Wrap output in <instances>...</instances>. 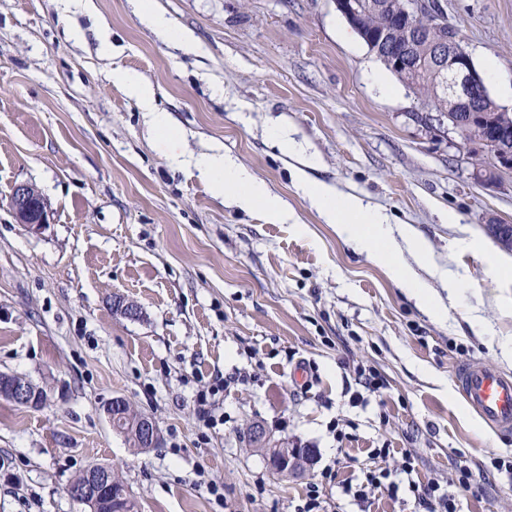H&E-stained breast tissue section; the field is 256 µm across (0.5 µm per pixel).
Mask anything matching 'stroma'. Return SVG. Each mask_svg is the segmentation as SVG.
<instances>
[{"label": "stroma", "instance_id": "stroma-1", "mask_svg": "<svg viewBox=\"0 0 512 512\" xmlns=\"http://www.w3.org/2000/svg\"><path fill=\"white\" fill-rule=\"evenodd\" d=\"M111 55L91 22L69 40L61 0H0V371L44 387L33 410L0 401V512H85L66 487L105 463L139 512H296L322 470L332 512H415L411 483L454 493L458 512H512V437L484 426L454 374L479 363L512 376L496 349L512 312L473 238L512 224V169L492 185L472 171L487 149L417 119L425 101L386 70L334 0H153L170 35L147 28L136 0H95ZM496 101L512 91V0H441ZM188 30L203 48L185 53ZM151 84L182 135L170 164L149 119L113 70ZM287 125L320 166L316 182L410 224L439 267L465 272L462 304L434 318L368 249L342 240L296 180L272 135ZM221 145L304 224H273L214 196L193 161ZM48 203L40 232L18 224L15 185ZM457 223H449V215ZM121 296L141 314L113 312ZM478 312L495 330L479 336ZM381 376L370 392L359 371ZM127 400L158 422L161 447L140 451L110 425ZM222 417L205 427L200 410ZM264 425L312 448L309 474L281 478L250 445ZM388 457L374 456L377 448ZM415 474H400L402 453ZM471 473L457 484L458 466ZM391 470L396 493L357 504L344 485Z\"/></svg>", "mask_w": 512, "mask_h": 512}]
</instances>
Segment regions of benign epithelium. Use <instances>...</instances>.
Returning <instances> with one entry per match:
<instances>
[{
    "instance_id": "1",
    "label": "benign epithelium",
    "mask_w": 512,
    "mask_h": 512,
    "mask_svg": "<svg viewBox=\"0 0 512 512\" xmlns=\"http://www.w3.org/2000/svg\"><path fill=\"white\" fill-rule=\"evenodd\" d=\"M336 9L354 28L359 26L362 5L359 0H335ZM427 11L425 0H408L405 7L407 42L422 37L434 24H445L444 17L437 16L432 20L424 17ZM434 67L446 85L450 94L469 106L467 115L451 123L452 129L458 131L463 124L475 125L484 123L476 117L473 105L486 94L483 78L473 65L472 57L463 44L460 32L454 26L449 27L448 37L438 43L434 54ZM508 133L498 131L493 140L479 137L473 141L489 146L493 151L494 165L489 169H478L475 178L484 185L494 182L495 170L512 169V151L499 144L498 139L505 138ZM11 205L18 223L33 232H39L49 224L48 204L36 186L20 183L13 189ZM112 311L126 318L135 319L140 314L137 304L121 296L112 297ZM50 399L44 387L24 377L0 372V400L14 405L39 409ZM109 421L129 418L135 427L136 447L157 448L161 444L162 434L157 421L147 414H130L128 402L122 397H115L105 407ZM253 445L256 448L269 450L267 459L274 462L277 474L290 477L304 473L313 461L315 449L290 448L287 442L277 440L262 425L253 428ZM69 496L87 507L86 512H136V500L129 487L115 481L112 468L105 464H94L82 472V480L71 482L67 487Z\"/></svg>"
}]
</instances>
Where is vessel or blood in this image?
Returning a JSON list of instances; mask_svg holds the SVG:
<instances>
[{"mask_svg": "<svg viewBox=\"0 0 512 512\" xmlns=\"http://www.w3.org/2000/svg\"><path fill=\"white\" fill-rule=\"evenodd\" d=\"M455 384L469 406L489 426L512 433V379L475 363L460 365Z\"/></svg>", "mask_w": 512, "mask_h": 512, "instance_id": "1", "label": "vessel or blood"}]
</instances>
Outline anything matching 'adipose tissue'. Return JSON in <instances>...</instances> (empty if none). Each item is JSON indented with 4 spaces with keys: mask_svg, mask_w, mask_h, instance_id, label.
Listing matches in <instances>:
<instances>
[{
    "mask_svg": "<svg viewBox=\"0 0 512 512\" xmlns=\"http://www.w3.org/2000/svg\"><path fill=\"white\" fill-rule=\"evenodd\" d=\"M118 78L148 113L157 143L167 159L172 164H182L180 135L168 126L161 113L156 112L150 87L128 71L119 73ZM195 168L210 183L215 195L229 199L237 208L245 211L262 209L267 219L277 224L293 222L294 216L287 207L220 148H212L211 152L200 155ZM304 190L325 222L335 226L341 239L361 248L373 245L374 258L384 261L392 279L408 289L410 295L434 315H442V304L417 278L416 268L430 270L431 274L439 276L448 290L449 301H457L461 296L465 276L436 267L426 243L410 225L390 223L382 211L364 204L358 197L338 196L335 188L326 184H308Z\"/></svg>",
    "mask_w": 512,
    "mask_h": 512,
    "instance_id": "obj_1",
    "label": "adipose tissue"
}]
</instances>
